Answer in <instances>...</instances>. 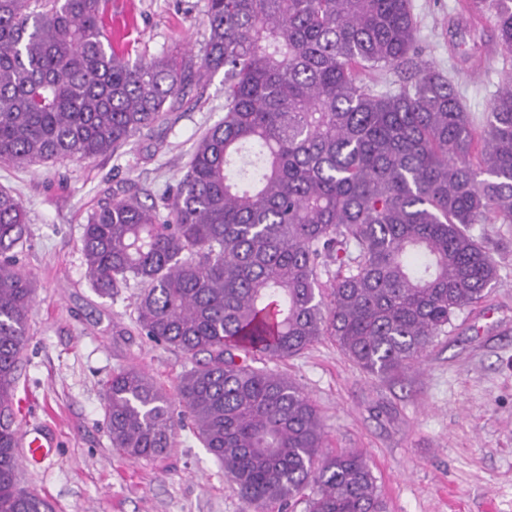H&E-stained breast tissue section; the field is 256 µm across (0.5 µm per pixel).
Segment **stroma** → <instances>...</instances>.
Returning <instances> with one entry per match:
<instances>
[{"instance_id": "1", "label": "stroma", "mask_w": 512, "mask_h": 512, "mask_svg": "<svg viewBox=\"0 0 512 512\" xmlns=\"http://www.w3.org/2000/svg\"><path fill=\"white\" fill-rule=\"evenodd\" d=\"M465 0H412L421 60L459 72L458 90L482 116L507 54L491 16L467 36ZM207 0H112V20L129 31L131 58L172 51L200 60ZM482 60L461 71L459 40ZM224 118V76L215 74L180 101L169 124L143 130L111 155L24 168L0 167V186L23 203L29 236L19 256L33 277L13 408L16 425L55 443L49 467L20 470L18 482L52 512H254L193 435L177 428L167 457L133 461L112 446L104 385L137 367L175 394L194 359L142 336L137 289L111 297L86 276L82 226L107 195L159 197L186 172L199 136ZM474 234L501 278L486 298L435 338L421 365L369 377L322 340L273 368L317 406L330 451L367 458L387 512H512V224H478Z\"/></svg>"}]
</instances>
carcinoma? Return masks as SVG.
Segmentation results:
<instances>
[{"label":"carcinoma","mask_w":512,"mask_h":512,"mask_svg":"<svg viewBox=\"0 0 512 512\" xmlns=\"http://www.w3.org/2000/svg\"><path fill=\"white\" fill-rule=\"evenodd\" d=\"M110 2L0 0L1 166L107 155L224 73V119L160 203L106 197L83 225L92 287L140 288L142 335L206 355L175 401L139 368L113 373L112 447L162 458L186 418L258 512L307 489L306 512H386L363 454L326 451L301 387L251 362L327 337L364 373L399 375L487 296L499 269L472 229L512 224V74L475 122L455 77L418 60L412 0H207L197 63L126 58ZM468 8L512 47V0ZM27 235L1 187L0 512H51L18 487L10 420L34 304Z\"/></svg>","instance_id":"obj_1"}]
</instances>
